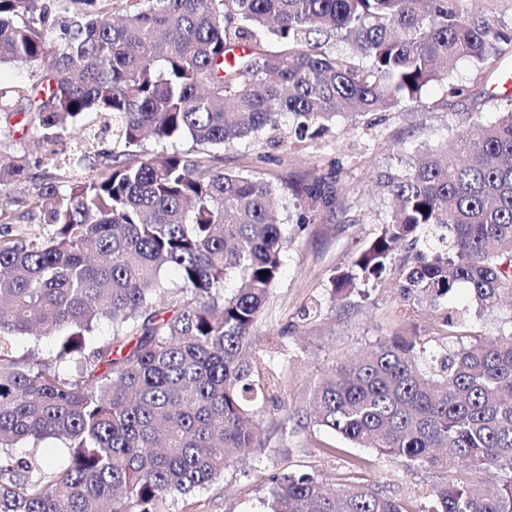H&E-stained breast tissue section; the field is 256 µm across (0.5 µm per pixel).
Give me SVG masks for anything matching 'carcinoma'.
Returning <instances> with one entry per match:
<instances>
[{"instance_id": "carcinoma-1", "label": "carcinoma", "mask_w": 512, "mask_h": 512, "mask_svg": "<svg viewBox=\"0 0 512 512\" xmlns=\"http://www.w3.org/2000/svg\"><path fill=\"white\" fill-rule=\"evenodd\" d=\"M464 2L125 0L111 22L114 0H0V66L29 69L25 85L0 83V192L30 183L12 203L48 227L16 232L0 207V450L69 449L59 467L0 455V512H161L164 495L223 474L227 449L262 446L254 406L281 409V373L248 349L292 238L281 185L221 169L210 150L276 131L274 148L323 139L339 114L419 101L463 59L495 67L512 34ZM16 116L39 143H74V167L107 138L112 149L63 180L55 152L11 149ZM147 136L193 147L149 155ZM457 148L387 176V220L332 275L340 299L393 281L402 329L333 367L306 425L442 473L427 512H512V328L444 350L404 330L430 308L455 335L464 320L445 301L461 284L483 311L512 299V110ZM286 186L336 207L325 175ZM26 334L55 355L17 350ZM268 482L269 512H409L363 482Z\"/></svg>"}]
</instances>
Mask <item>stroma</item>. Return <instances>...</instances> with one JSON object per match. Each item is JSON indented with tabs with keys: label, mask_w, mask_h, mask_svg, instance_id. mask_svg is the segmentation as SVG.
<instances>
[{
	"label": "stroma",
	"mask_w": 512,
	"mask_h": 512,
	"mask_svg": "<svg viewBox=\"0 0 512 512\" xmlns=\"http://www.w3.org/2000/svg\"><path fill=\"white\" fill-rule=\"evenodd\" d=\"M466 88L454 106H444L445 85L428 86L421 102L401 103L388 112L364 116L339 115L335 135L321 140H285L277 148L241 142L222 152L227 170L263 169L281 180L291 176L338 170L336 211H317L314 221L297 228L303 206L290 192L278 205L294 239L289 244L280 278L255 327L257 356L283 363L280 397L287 413L264 415V447L254 449L227 469L216 483L186 497H170L163 512H264L266 478L273 472L304 471L331 483L349 480L350 463L360 458L368 466L362 476L385 495L408 504L410 512H425L420 495L440 479L437 471L413 467L368 448H355L329 432L307 426L314 386L341 361L362 356L395 333L396 290L387 283L368 297L332 298L329 277L349 264L354 252L373 237L389 211L385 175L413 163L426 147L453 144L458 133L487 124L512 110V52L502 55L497 70L461 61L450 77ZM273 154L261 163L263 154ZM322 300L318 317L305 321L299 311L311 298ZM451 307L465 310L469 327L486 336L512 326V303L477 314L465 287L449 297Z\"/></svg>",
	"instance_id": "obj_1"
}]
</instances>
